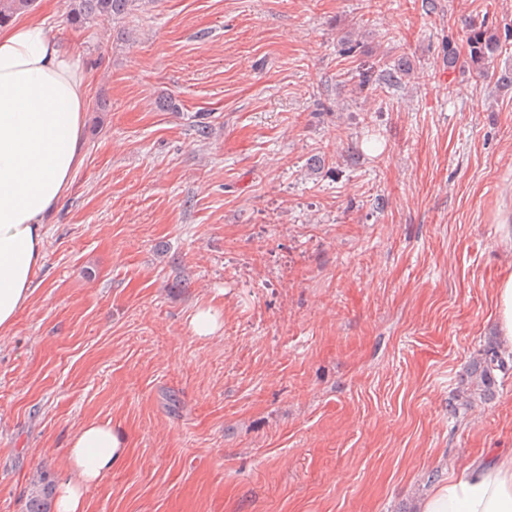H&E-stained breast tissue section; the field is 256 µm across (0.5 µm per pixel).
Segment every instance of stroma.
Returning a JSON list of instances; mask_svg holds the SVG:
<instances>
[{
  "instance_id": "obj_1",
  "label": "stroma",
  "mask_w": 512,
  "mask_h": 512,
  "mask_svg": "<svg viewBox=\"0 0 512 512\" xmlns=\"http://www.w3.org/2000/svg\"><path fill=\"white\" fill-rule=\"evenodd\" d=\"M29 11L90 101L0 335V512H25L37 470L64 477L90 420L127 453L85 512H418L512 451V371L458 400L512 274V0H136L80 28L67 0ZM471 21L504 34L494 77L448 65Z\"/></svg>"
}]
</instances>
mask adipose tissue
Masks as SVG:
<instances>
[{
  "instance_id": "1",
  "label": "adipose tissue",
  "mask_w": 512,
  "mask_h": 512,
  "mask_svg": "<svg viewBox=\"0 0 512 512\" xmlns=\"http://www.w3.org/2000/svg\"><path fill=\"white\" fill-rule=\"evenodd\" d=\"M88 82L72 49L43 19L0 27V333L34 292L45 221L69 192L85 155ZM110 423L82 424L68 443L55 512H83L86 488L125 454ZM420 512H512V457L472 461L436 487Z\"/></svg>"
}]
</instances>
